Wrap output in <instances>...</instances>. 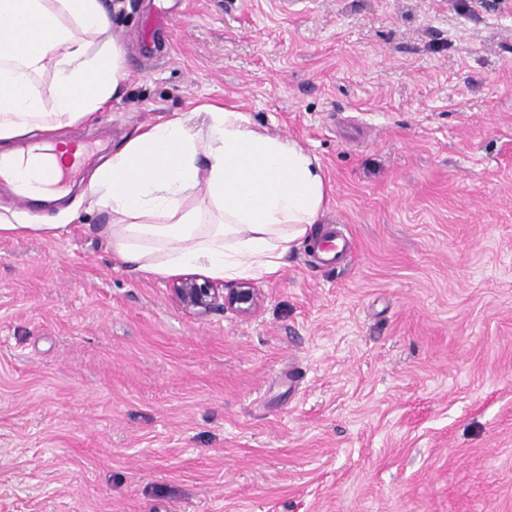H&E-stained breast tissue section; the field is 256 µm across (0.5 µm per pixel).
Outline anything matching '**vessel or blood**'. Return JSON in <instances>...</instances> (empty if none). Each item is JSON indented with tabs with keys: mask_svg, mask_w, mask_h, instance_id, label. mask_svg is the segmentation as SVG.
<instances>
[{
	"mask_svg": "<svg viewBox=\"0 0 512 512\" xmlns=\"http://www.w3.org/2000/svg\"><path fill=\"white\" fill-rule=\"evenodd\" d=\"M52 154L49 148L27 146L13 159H0V187H9L17 204L28 206L44 191L66 186L74 171L57 170ZM353 247L352 238L338 227L317 243L316 250L324 264L333 265L340 263Z\"/></svg>",
	"mask_w": 512,
	"mask_h": 512,
	"instance_id": "b4317fda",
	"label": "vessel or blood"
}]
</instances>
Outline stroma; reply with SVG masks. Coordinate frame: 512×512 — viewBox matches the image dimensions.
Listing matches in <instances>:
<instances>
[{
  "instance_id": "obj_1",
  "label": "stroma",
  "mask_w": 512,
  "mask_h": 512,
  "mask_svg": "<svg viewBox=\"0 0 512 512\" xmlns=\"http://www.w3.org/2000/svg\"><path fill=\"white\" fill-rule=\"evenodd\" d=\"M120 96L70 194L0 190V512H512V0H108ZM243 112L321 165L249 318L112 253L84 188L143 130ZM342 227L336 225V228H333L315 247L326 265H337L355 246L352 238L342 230Z\"/></svg>"
}]
</instances>
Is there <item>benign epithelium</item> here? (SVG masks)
Listing matches in <instances>:
<instances>
[{
  "label": "benign epithelium",
  "mask_w": 512,
  "mask_h": 512,
  "mask_svg": "<svg viewBox=\"0 0 512 512\" xmlns=\"http://www.w3.org/2000/svg\"><path fill=\"white\" fill-rule=\"evenodd\" d=\"M176 303L187 313L205 317L217 309H230L242 317L253 315L259 306V293L249 283L224 290L200 275L177 278L171 288Z\"/></svg>",
  "instance_id": "benign-epithelium-1"
}]
</instances>
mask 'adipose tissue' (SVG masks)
<instances>
[{
    "label": "adipose tissue",
    "instance_id": "ef3b65f1",
    "mask_svg": "<svg viewBox=\"0 0 512 512\" xmlns=\"http://www.w3.org/2000/svg\"><path fill=\"white\" fill-rule=\"evenodd\" d=\"M111 26L104 0H0V141L44 143L118 97L126 72ZM89 191L111 212L112 251L125 263L152 275L191 265L236 280L276 273L310 240L327 183L296 142L211 106L203 124L185 112L128 141Z\"/></svg>",
    "mask_w": 512,
    "mask_h": 512
}]
</instances>
